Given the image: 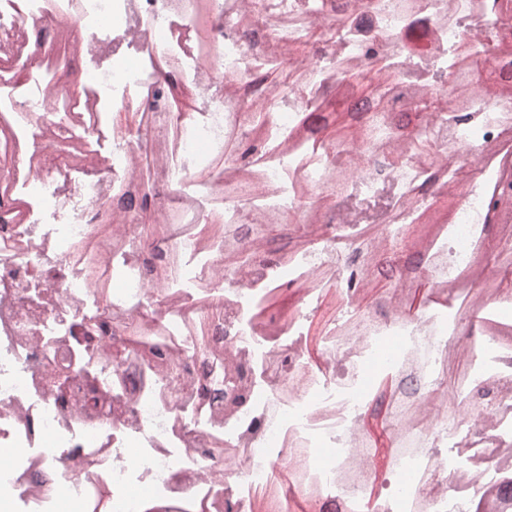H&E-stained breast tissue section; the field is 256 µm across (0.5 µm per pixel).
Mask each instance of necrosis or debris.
I'll use <instances>...</instances> for the list:
<instances>
[{"instance_id":"obj_1","label":"necrosis or debris","mask_w":512,"mask_h":512,"mask_svg":"<svg viewBox=\"0 0 512 512\" xmlns=\"http://www.w3.org/2000/svg\"><path fill=\"white\" fill-rule=\"evenodd\" d=\"M399 2L0 0V512H512V280L448 295L512 249V0ZM369 225L425 254L373 299Z\"/></svg>"}]
</instances>
